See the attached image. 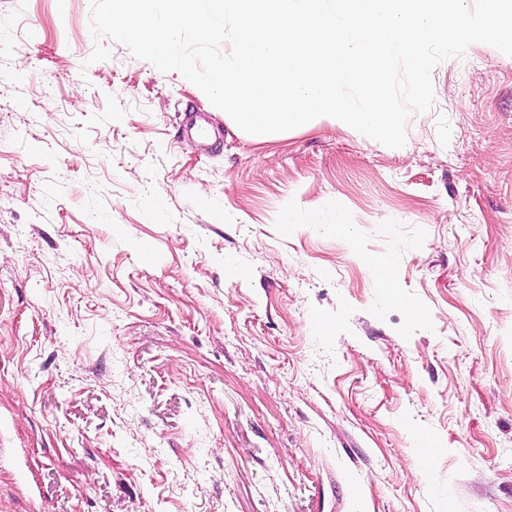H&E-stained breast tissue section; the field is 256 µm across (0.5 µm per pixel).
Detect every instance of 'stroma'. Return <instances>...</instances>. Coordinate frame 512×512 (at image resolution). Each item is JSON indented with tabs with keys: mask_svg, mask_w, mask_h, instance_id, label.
I'll return each mask as SVG.
<instances>
[{
	"mask_svg": "<svg viewBox=\"0 0 512 512\" xmlns=\"http://www.w3.org/2000/svg\"><path fill=\"white\" fill-rule=\"evenodd\" d=\"M90 16L0 0V512H512V56L390 148L247 133Z\"/></svg>",
	"mask_w": 512,
	"mask_h": 512,
	"instance_id": "1",
	"label": "stroma"
}]
</instances>
